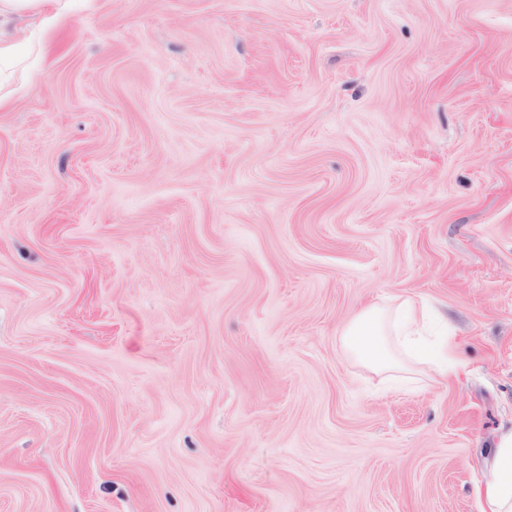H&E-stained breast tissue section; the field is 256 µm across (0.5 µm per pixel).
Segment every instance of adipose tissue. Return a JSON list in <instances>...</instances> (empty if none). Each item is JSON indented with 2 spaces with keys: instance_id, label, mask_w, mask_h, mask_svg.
Wrapping results in <instances>:
<instances>
[{
  "instance_id": "adipose-tissue-1",
  "label": "adipose tissue",
  "mask_w": 512,
  "mask_h": 512,
  "mask_svg": "<svg viewBox=\"0 0 512 512\" xmlns=\"http://www.w3.org/2000/svg\"><path fill=\"white\" fill-rule=\"evenodd\" d=\"M68 0H0V73L14 67L19 47L29 42L30 32L21 26L23 17H39L41 26L56 23ZM418 299L399 297L388 308L362 309L341 330L343 346L366 364L381 369L396 368L398 360L421 363L430 359L433 371L448 377L457 369L452 344L440 345L431 356H423L425 338ZM481 512H512V429L502 432L487 474L476 487Z\"/></svg>"
}]
</instances>
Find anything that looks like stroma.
<instances>
[{"mask_svg":"<svg viewBox=\"0 0 512 512\" xmlns=\"http://www.w3.org/2000/svg\"><path fill=\"white\" fill-rule=\"evenodd\" d=\"M0 82V512H480L512 428V0H69ZM423 299L459 367L352 358ZM422 313L418 299L399 297L387 309L370 306L362 309L341 330L343 346L366 364L381 369H401L411 374L393 358L394 349L404 360L422 363L425 338L420 320Z\"/></svg>","mask_w":512,"mask_h":512,"instance_id":"1","label":"stroma"}]
</instances>
